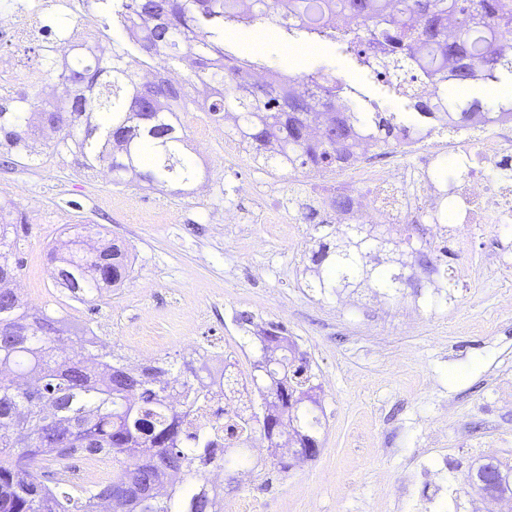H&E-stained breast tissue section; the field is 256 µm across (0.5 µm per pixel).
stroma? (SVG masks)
<instances>
[{
    "label": "stroma",
    "mask_w": 512,
    "mask_h": 512,
    "mask_svg": "<svg viewBox=\"0 0 512 512\" xmlns=\"http://www.w3.org/2000/svg\"><path fill=\"white\" fill-rule=\"evenodd\" d=\"M57 18L90 40L111 41L97 0H79L78 11L59 8ZM228 51L240 58L262 56L267 67L299 74L324 65L356 88L362 105H379L407 118V101L360 66L341 42L324 39L315 49L278 33L260 40L258 27L224 33ZM188 153L208 191L195 184L138 189L101 179L72 152L57 153L49 138L36 142L35 160L0 165V200L16 203L27 216L29 235L20 255L22 297L30 307L60 318L67 329L99 328L115 355L144 347L152 331L166 340L161 357L178 360L187 344L221 340L242 351L251 366L257 351L239 325V312L255 323L278 322L308 350L324 392L325 430L317 457L283 474L257 477L249 492L264 498L263 512H414L416 488L405 483L421 456H447L446 481L459 486L475 465L472 450L483 441L512 450V406L499 400L500 374L512 373V311L500 297L512 292V272L482 265L491 249L512 255V226L490 227L470 239L466 252L449 257L456 287L442 305L428 296L406 295L376 306L372 292L358 287L352 305L310 290V255L319 235L297 223L303 204L331 214L322 201L337 186H372L358 167L312 174L283 173L238 153L229 137L200 151L198 131L206 113L187 111ZM462 136L437 135V148L398 147L376 157L375 172L394 165L421 168L426 159L451 160ZM264 184L252 197L242 183ZM82 225L125 245L132 260L129 278L108 294L81 302L52 277L56 242ZM417 309L413 328L402 325L405 310ZM448 413L439 445L427 448V423Z\"/></svg>",
    "instance_id": "obj_1"
}]
</instances>
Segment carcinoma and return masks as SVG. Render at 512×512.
<instances>
[{
    "instance_id": "obj_1",
    "label": "carcinoma",
    "mask_w": 512,
    "mask_h": 512,
    "mask_svg": "<svg viewBox=\"0 0 512 512\" xmlns=\"http://www.w3.org/2000/svg\"><path fill=\"white\" fill-rule=\"evenodd\" d=\"M288 0V36L344 41L357 62L407 98L417 120L396 113L365 111L355 89L326 67L281 81L255 84L248 73L254 62L229 53L224 29L239 27L237 0H100L104 21L112 25L110 46L76 44L70 61L46 58L45 75L69 86L60 101L39 94L0 96V147L6 158L31 157L38 137L31 125L37 112L59 132L52 150L78 149L84 165H105L116 185L127 176L149 185L188 183L199 174L186 154L187 136L180 118L194 103L200 81L216 88L208 115L216 122L237 114L230 135L245 141L254 160L278 171L326 173L359 161L368 143L381 150L417 142L435 130L460 132L482 117L495 126L512 119V96L489 103L463 99L464 83L493 85L502 72L512 73V0ZM153 65V79L140 83L126 68V58ZM193 58L194 69L182 83L170 74ZM316 78L314 88L297 86ZM320 108L327 123L320 139H309V112ZM460 175L457 163H440L429 176L442 182ZM23 213L0 206V283L16 277ZM391 232L359 224L335 246L319 243L311 263L317 279L309 287L322 294L367 285L376 295L395 299L421 294L423 285L410 268L437 276L430 281V303L453 298L448 250L409 224ZM74 233L70 252L54 258L53 278L72 298L101 295L119 287L132 264L128 250ZM85 334L64 329L46 313H32L22 298L0 288V368L36 377L27 389L0 382V512H95L97 502L118 504L123 512H219L218 497L201 489V465L209 458L208 430L187 434L180 415L193 414L205 401L206 377L191 360L173 368L166 359L132 371L112 352L87 351L69 344ZM260 358L252 365L257 400L250 422L230 420L224 434L237 446L224 450L227 476L252 464L250 431L271 446L294 438L292 460L270 453V466L285 473L311 459L306 448H320L324 432L320 385L306 354L295 349L284 325L269 322L255 332ZM173 379L184 411L164 406L158 378ZM77 457L112 460V479L79 485L73 480ZM470 489L494 496L512 490V465L490 458L464 475Z\"/></svg>"
}]
</instances>
